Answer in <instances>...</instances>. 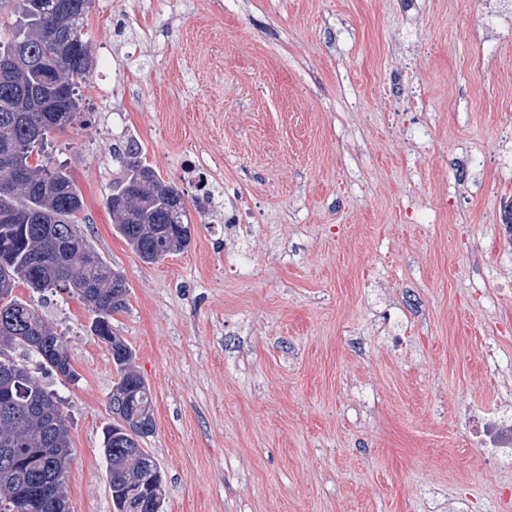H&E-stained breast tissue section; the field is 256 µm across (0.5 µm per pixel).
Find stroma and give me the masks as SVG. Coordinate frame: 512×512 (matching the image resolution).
Segmentation results:
<instances>
[{
    "mask_svg": "<svg viewBox=\"0 0 512 512\" xmlns=\"http://www.w3.org/2000/svg\"><path fill=\"white\" fill-rule=\"evenodd\" d=\"M84 31V117L51 155L128 282L112 330L150 386L161 512H512L472 409L512 418V0H94ZM130 143L191 226L153 264L105 205ZM41 303L79 375L40 376L71 422L70 512H114L112 355L78 299Z\"/></svg>",
    "mask_w": 512,
    "mask_h": 512,
    "instance_id": "35a3bbf8",
    "label": "stroma"
}]
</instances>
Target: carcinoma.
Instances as JSON below:
<instances>
[{
    "instance_id": "carcinoma-1",
    "label": "carcinoma",
    "mask_w": 512,
    "mask_h": 512,
    "mask_svg": "<svg viewBox=\"0 0 512 512\" xmlns=\"http://www.w3.org/2000/svg\"><path fill=\"white\" fill-rule=\"evenodd\" d=\"M8 3L16 21L0 35V350L21 346L46 370L76 381L66 338L13 291L20 283L36 293L58 289L87 306L90 332L108 346L117 377L109 398L115 423L104 442L112 502L115 512L138 509V487L163 477L140 447L155 428L150 387L132 348L112 331L129 286L89 243L70 171L32 162L82 117L80 88L94 65L82 32L91 0H0ZM43 59L52 69L38 65ZM116 159L123 170L106 200L115 233L148 264L185 250L191 225L182 195L134 145ZM70 460L69 421L56 394L28 365L0 356V512H70Z\"/></svg>"
}]
</instances>
